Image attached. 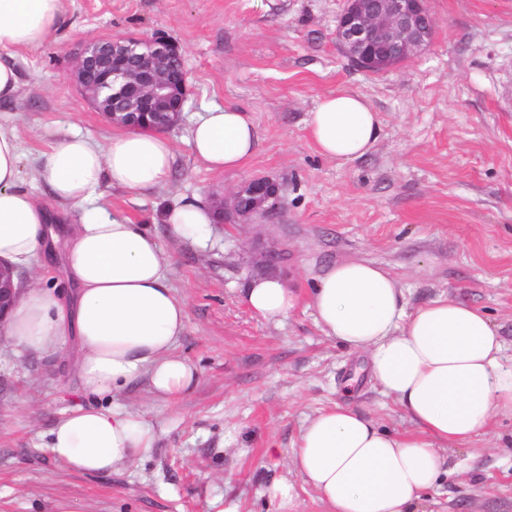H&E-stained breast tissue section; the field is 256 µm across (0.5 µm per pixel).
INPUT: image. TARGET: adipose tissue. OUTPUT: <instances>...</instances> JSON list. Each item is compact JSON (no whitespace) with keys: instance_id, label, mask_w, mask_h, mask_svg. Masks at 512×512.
Masks as SVG:
<instances>
[{"instance_id":"adipose-tissue-1","label":"adipose tissue","mask_w":512,"mask_h":512,"mask_svg":"<svg viewBox=\"0 0 512 512\" xmlns=\"http://www.w3.org/2000/svg\"><path fill=\"white\" fill-rule=\"evenodd\" d=\"M65 0H0V102L19 87L16 54L51 42ZM318 152L348 162L378 141L381 120L367 100L339 92L322 98L309 121ZM197 156L213 171L239 168L252 154L256 130L244 110L214 107L190 130ZM173 144L163 131L125 129L107 145L76 133L40 154L39 177L58 203L82 209L62 232L70 299L36 282L23 290L4 334L19 350H77L75 369L87 404L65 411L46 448L67 469L101 474L151 453L152 425L136 411L113 407L128 386L145 382L154 398L177 404L195 386V366L177 352L187 307L169 284V263L146 225L86 209L101 187L146 190L171 172ZM21 147L0 126V259L14 266L39 258L52 215L21 188ZM214 215L196 198L166 210L164 221L183 237L203 236ZM297 297L279 280L260 278L244 302L266 319L288 316ZM328 336L369 355L384 395L406 411L417 430L392 434L337 403L315 416L292 449L290 464L326 512H419L441 476V450L486 434L497 415H512V365L484 312L437 298L406 311L404 295L383 267L360 261L331 266L312 293Z\"/></svg>"}]
</instances>
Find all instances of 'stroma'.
Returning <instances> with one entry per match:
<instances>
[{"label": "stroma", "mask_w": 512, "mask_h": 512, "mask_svg": "<svg viewBox=\"0 0 512 512\" xmlns=\"http://www.w3.org/2000/svg\"><path fill=\"white\" fill-rule=\"evenodd\" d=\"M53 42L19 51L20 88L0 125L21 142L22 185L38 197L39 154L72 133L107 144L116 130L74 80L85 42L161 32L187 71L188 110L167 134L168 181L104 188L108 213L148 225L187 302L178 346L198 381L180 402L132 385L116 403L155 428L152 454L118 471L70 472L45 448L48 431L84 403L65 354L18 352L0 337V512H276L267 493L285 479L295 512H325L289 464L305 424L342 403L380 427L415 430L382 394L365 353L319 325L311 293L333 264L368 261L400 283L407 309L435 298L485 312L512 354V0H427L436 32L409 59L378 72L351 65L336 42L344 0H66ZM363 95L379 141L347 162L321 156L307 120L326 95ZM251 115L254 154L209 170L190 128L214 106ZM279 183L277 210L250 224L176 236L165 211L183 198L232 196L250 179ZM297 305L282 320L254 315L242 290L268 253ZM448 471L423 512H512V418L445 453Z\"/></svg>", "instance_id": "35a3bbf8"}]
</instances>
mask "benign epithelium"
<instances>
[{"label": "benign epithelium", "mask_w": 512, "mask_h": 512, "mask_svg": "<svg viewBox=\"0 0 512 512\" xmlns=\"http://www.w3.org/2000/svg\"><path fill=\"white\" fill-rule=\"evenodd\" d=\"M435 21L425 0H346L337 19L336 39L349 59L363 70L400 62L433 39ZM180 46L157 35L92 40L76 56L78 86L116 124L140 128L147 118L169 129L183 120L186 70ZM279 187L255 179L230 198L215 200L218 223L250 224L258 213H269ZM21 293L12 267L0 261V326Z\"/></svg>", "instance_id": "benign-epithelium-1"}]
</instances>
